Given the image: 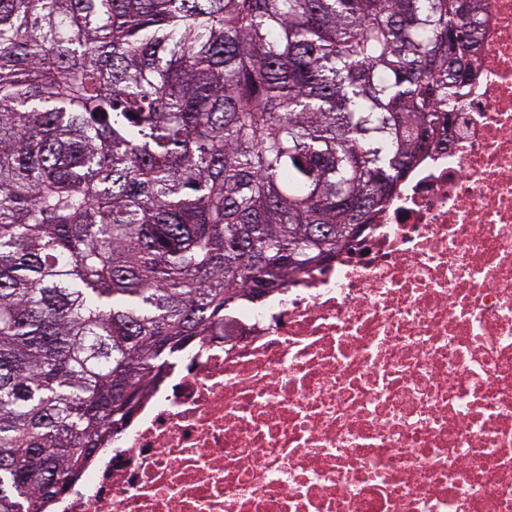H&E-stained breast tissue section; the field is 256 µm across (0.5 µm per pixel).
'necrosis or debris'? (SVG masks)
<instances>
[{
	"instance_id": "1",
	"label": "necrosis or debris",
	"mask_w": 512,
	"mask_h": 512,
	"mask_svg": "<svg viewBox=\"0 0 512 512\" xmlns=\"http://www.w3.org/2000/svg\"><path fill=\"white\" fill-rule=\"evenodd\" d=\"M479 3L447 144L173 358L61 512H512V0Z\"/></svg>"
}]
</instances>
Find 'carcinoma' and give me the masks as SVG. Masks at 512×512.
I'll list each match as a JSON object with an SVG mask.
<instances>
[{
  "label": "carcinoma",
  "instance_id": "cac0c4a2",
  "mask_svg": "<svg viewBox=\"0 0 512 512\" xmlns=\"http://www.w3.org/2000/svg\"><path fill=\"white\" fill-rule=\"evenodd\" d=\"M477 0H0V512L169 360L373 224L476 76Z\"/></svg>",
  "mask_w": 512,
  "mask_h": 512
}]
</instances>
